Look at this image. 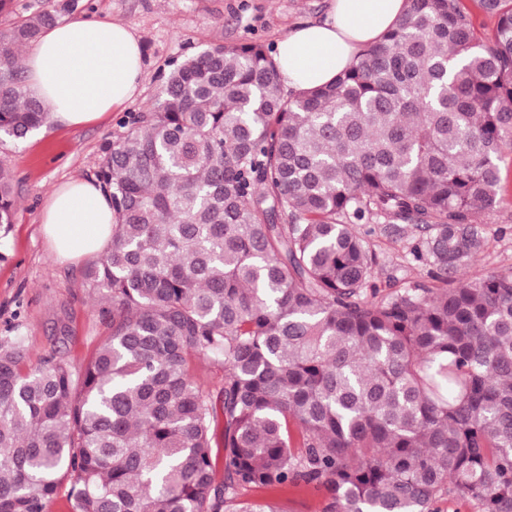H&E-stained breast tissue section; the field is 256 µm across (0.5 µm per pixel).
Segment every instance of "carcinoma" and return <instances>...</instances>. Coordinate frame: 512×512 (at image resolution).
Masks as SVG:
<instances>
[{
  "mask_svg": "<svg viewBox=\"0 0 512 512\" xmlns=\"http://www.w3.org/2000/svg\"><path fill=\"white\" fill-rule=\"evenodd\" d=\"M477 2L491 36L459 0H407L314 90L284 93L251 39L173 64L97 172L110 335L79 368L0 341V512L65 484L73 512H282L243 495L299 482L325 512H512V271L462 272L512 153V0ZM77 7L0 35V141L46 123L18 54ZM14 202L0 164V226ZM373 219L415 225L442 286L378 298ZM193 357L224 365L219 402ZM462 7L471 18L478 36L485 38L491 35L495 27V19L478 8L473 0H461Z\"/></svg>",
  "mask_w": 512,
  "mask_h": 512,
  "instance_id": "cac0c4a2",
  "label": "carcinoma"
}]
</instances>
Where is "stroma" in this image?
Wrapping results in <instances>:
<instances>
[{"instance_id": "stroma-1", "label": "stroma", "mask_w": 512, "mask_h": 512, "mask_svg": "<svg viewBox=\"0 0 512 512\" xmlns=\"http://www.w3.org/2000/svg\"><path fill=\"white\" fill-rule=\"evenodd\" d=\"M330 0H78L77 15L120 20L138 36L146 81L119 112L81 127L48 123L26 139L0 142V163L13 174L14 222L0 231V339L22 342L31 362L62 355L81 366L108 334L102 289L87 281L91 258L56 263L40 233L47 193L71 178L95 179L105 148L123 135L132 114L154 102L173 60L217 44L249 38L272 46L305 20L322 17ZM502 200L481 230L483 250L466 265L471 275L512 270V154L500 164ZM359 232L378 256L373 272L381 296L417 283L431 284L429 266L408 253L406 239L376 220ZM282 512H322L325 489L305 484L281 490H254Z\"/></svg>"}]
</instances>
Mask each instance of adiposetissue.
<instances>
[{"label":"adipose tissue","mask_w":512,"mask_h":512,"mask_svg":"<svg viewBox=\"0 0 512 512\" xmlns=\"http://www.w3.org/2000/svg\"><path fill=\"white\" fill-rule=\"evenodd\" d=\"M406 9L407 0H332L323 21L299 24L277 42L281 82L301 90L333 82ZM23 68L29 90L64 127L123 108L144 80L133 30L94 16L46 30L25 54ZM40 224L49 250L61 261H77L99 254L111 240L112 203L100 184L70 179L48 193Z\"/></svg>","instance_id":"1"}]
</instances>
